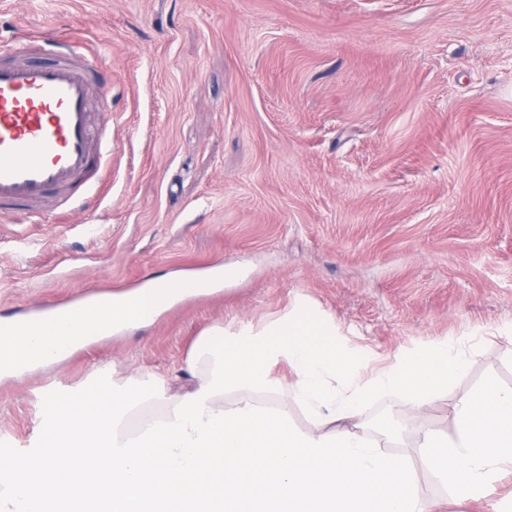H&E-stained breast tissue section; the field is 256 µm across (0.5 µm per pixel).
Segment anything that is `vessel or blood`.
<instances>
[{"instance_id": "1", "label": "vessel or blood", "mask_w": 512, "mask_h": 512, "mask_svg": "<svg viewBox=\"0 0 512 512\" xmlns=\"http://www.w3.org/2000/svg\"><path fill=\"white\" fill-rule=\"evenodd\" d=\"M103 67L44 34L0 50V219L23 211L40 224L58 203L76 206L109 166L112 141L96 134L90 102L107 89ZM52 307L0 322V335L45 329Z\"/></svg>"}]
</instances>
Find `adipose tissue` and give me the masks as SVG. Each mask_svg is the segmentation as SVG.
<instances>
[{
	"label": "adipose tissue",
	"instance_id": "ef3b65f1",
	"mask_svg": "<svg viewBox=\"0 0 512 512\" xmlns=\"http://www.w3.org/2000/svg\"><path fill=\"white\" fill-rule=\"evenodd\" d=\"M150 318L135 295H124L122 300H106L72 321L69 330L51 326L36 336L15 337L12 346L20 351L37 353L45 364L59 361L67 352V336H107L119 325H142ZM483 410L480 395L459 400L454 406L455 425L452 432H423L421 445L425 448H443L442 460L434 462L433 469L448 488L459 497L480 500L499 479L502 470L512 465V451L507 450L505 433L512 431V387L496 390L493 410L495 425L485 432H477L475 417Z\"/></svg>",
	"mask_w": 512,
	"mask_h": 512
}]
</instances>
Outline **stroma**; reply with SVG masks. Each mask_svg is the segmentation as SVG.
Instances as JSON below:
<instances>
[{
	"label": "stroma",
	"mask_w": 512,
	"mask_h": 512,
	"mask_svg": "<svg viewBox=\"0 0 512 512\" xmlns=\"http://www.w3.org/2000/svg\"><path fill=\"white\" fill-rule=\"evenodd\" d=\"M56 27L112 84L96 121L110 176L85 207L0 222V318L35 306L223 271L153 322L21 376H0V441L37 442L42 399L100 375L192 377L214 326L240 339L305 300L371 366L469 337L468 366L420 406H382L442 512L462 501L426 463L420 430L512 387V0H0V44Z\"/></svg>",
	"instance_id": "obj_1"
}]
</instances>
